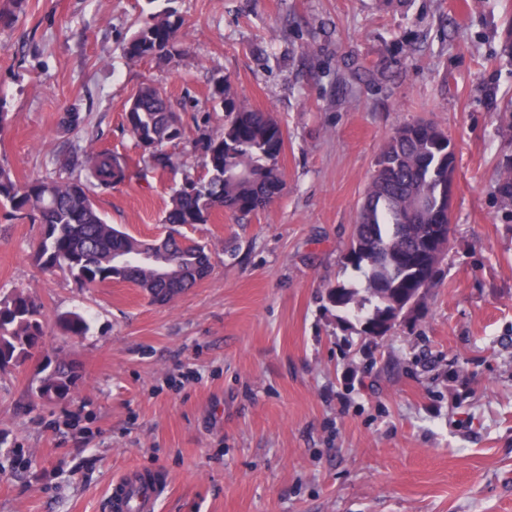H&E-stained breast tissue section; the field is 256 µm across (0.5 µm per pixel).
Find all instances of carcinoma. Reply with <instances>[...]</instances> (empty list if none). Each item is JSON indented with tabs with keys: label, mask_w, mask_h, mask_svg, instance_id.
<instances>
[{
	"label": "carcinoma",
	"mask_w": 512,
	"mask_h": 512,
	"mask_svg": "<svg viewBox=\"0 0 512 512\" xmlns=\"http://www.w3.org/2000/svg\"><path fill=\"white\" fill-rule=\"evenodd\" d=\"M182 22L169 13L152 14L133 33L124 47L132 61L153 58L171 64L182 54ZM212 98L227 120L221 134L200 140L204 173L186 176L182 188L170 200L163 223L171 226L205 224L216 210L237 216L262 211L284 188L278 160L284 149V133L268 112L251 108L233 97L223 77L212 79ZM125 119L136 147L149 138L153 149L142 160L164 171L175 166L165 150L183 139L180 116L153 85L141 86L130 98ZM448 134L427 123L414 122L396 129L384 146L359 207L349 245L366 246L342 263L362 273L364 287L344 284L326 290L328 303L352 313L359 321L383 319L393 304L415 288L430 292L440 283L441 267L430 252L433 225L446 224L441 185L448 180ZM82 154V173L17 182L11 169L0 166V207L16 218H35L43 226L33 258L44 269L61 268L86 285L112 280L135 284L148 291L151 272L136 264L116 266L112 256L141 255L143 241L108 223L97 209L95 189L124 182L128 165L107 149L77 147ZM506 207H512V161L501 164L494 184ZM157 249L183 273L178 280L156 285L153 301L167 303L205 279L211 270L207 247L171 231L155 240ZM69 336H82L87 322L72 312L60 318ZM43 305L22 291L0 299V369L19 366L31 350L45 346ZM79 367L71 361L45 371L32 394L55 392L66 400L76 387Z\"/></svg>",
	"instance_id": "carcinoma-1"
}]
</instances>
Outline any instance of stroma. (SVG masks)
I'll return each mask as SVG.
<instances>
[{"instance_id":"stroma-1","label":"stroma","mask_w":512,"mask_h":512,"mask_svg":"<svg viewBox=\"0 0 512 512\" xmlns=\"http://www.w3.org/2000/svg\"><path fill=\"white\" fill-rule=\"evenodd\" d=\"M168 10L179 62L130 63L138 24ZM511 23L512 0H26L0 23V164L19 182L58 175L72 147L110 149L131 176L98 192L107 221L164 235L198 139L222 131L216 75L280 122L286 178L268 210L183 227L212 272L167 304L41 269L40 224L0 209V299L88 324L45 339L80 368L70 400L32 396L34 361L0 371V512H109L130 469L165 477L157 512H512V214L494 192ZM145 83L183 118L164 172L124 119ZM415 121L456 149L448 255L423 316L372 342L324 291L362 287L340 252L385 143Z\"/></svg>"}]
</instances>
